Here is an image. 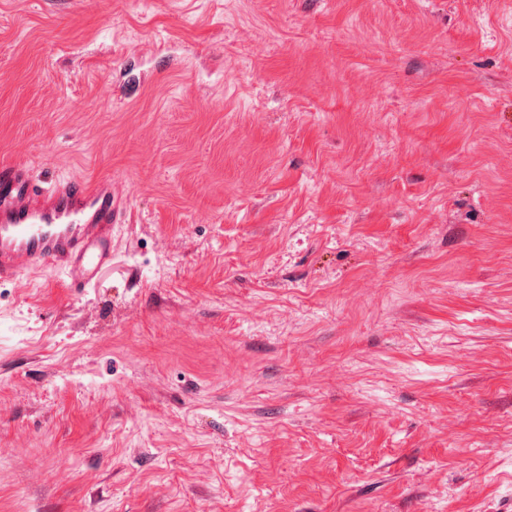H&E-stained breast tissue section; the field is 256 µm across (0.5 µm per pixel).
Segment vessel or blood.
<instances>
[{"instance_id":"b4317fda","label":"vessel or blood","mask_w":512,"mask_h":512,"mask_svg":"<svg viewBox=\"0 0 512 512\" xmlns=\"http://www.w3.org/2000/svg\"><path fill=\"white\" fill-rule=\"evenodd\" d=\"M126 204L109 180L71 179L37 187L27 167L0 164V281L45 265L73 289L87 287L111 259L112 235Z\"/></svg>"}]
</instances>
